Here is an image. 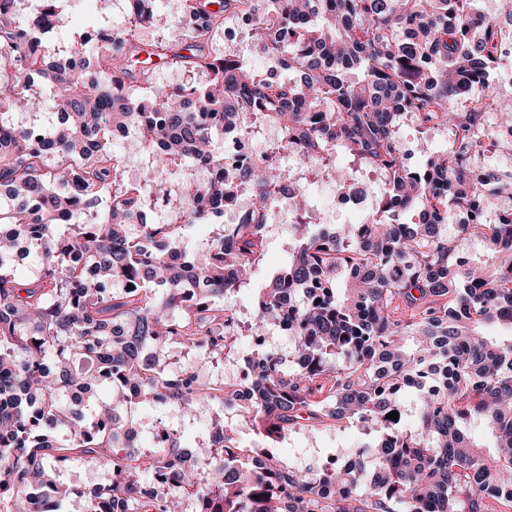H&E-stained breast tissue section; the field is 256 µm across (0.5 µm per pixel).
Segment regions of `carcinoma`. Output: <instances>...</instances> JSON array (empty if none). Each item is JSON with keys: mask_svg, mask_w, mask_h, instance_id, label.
<instances>
[{"mask_svg": "<svg viewBox=\"0 0 512 512\" xmlns=\"http://www.w3.org/2000/svg\"><path fill=\"white\" fill-rule=\"evenodd\" d=\"M66 0H0V512H32L48 491L59 512H185L182 497L135 493L158 468L197 490L195 512H492L512 503V213L496 224L478 214L495 205L461 154L496 137L485 124V94L502 26L512 8L486 16L475 0H183L201 20L175 26L148 56L204 77L151 83L135 97L128 79L145 52L137 31L161 29L156 0H135L130 28L99 27L100 43L75 67L77 50L52 51L46 35ZM250 22L247 49L273 60L288 78L254 79L234 52L210 49L237 18ZM185 46L189 54L176 52ZM36 123L6 116L42 112ZM268 114L288 134L301 175L328 176L344 191L357 172L384 178L362 224L334 230L313 210L295 208L298 246L257 295L251 330L285 326L297 337L293 359L256 347L248 405L256 433L277 441L305 422H346L372 439V455L347 466L328 461L295 470L271 453L242 454L231 417L239 404L224 388L172 370L176 345L206 366L224 365L234 318L224 295L249 289L261 263L273 153L246 160L240 181L224 182L216 135L250 137ZM409 116L420 132L455 130L439 150L412 151L399 133ZM134 130L148 158L144 186L165 195L173 224L147 220L150 196L123 182L120 158L105 148L116 127ZM426 155L423 167L411 163ZM249 193L248 219L223 226L192 251L185 231L211 224L209 207ZM421 213L405 222L402 212ZM456 210L477 215L458 225L491 250L464 258L443 227ZM34 255L33 276L17 263ZM132 288H127V285ZM499 327L490 336L484 328ZM83 359L81 367L74 358ZM411 390L416 423L387 418ZM326 393L322 400L321 393ZM172 405L192 413L215 405V420L193 455L209 470L180 465L173 430L143 453L128 405ZM481 422L494 451L467 432ZM76 457L111 473L72 499L60 465Z\"/></svg>", "mask_w": 512, "mask_h": 512, "instance_id": "carcinoma-1", "label": "carcinoma"}]
</instances>
